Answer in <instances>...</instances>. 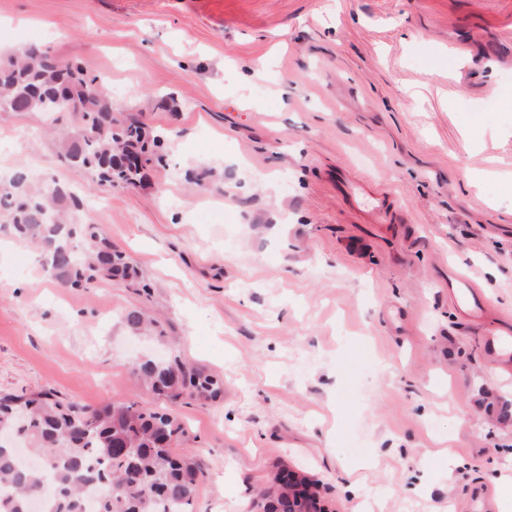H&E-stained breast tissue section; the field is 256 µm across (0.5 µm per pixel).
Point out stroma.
<instances>
[{"mask_svg":"<svg viewBox=\"0 0 512 512\" xmlns=\"http://www.w3.org/2000/svg\"><path fill=\"white\" fill-rule=\"evenodd\" d=\"M31 44L165 150L103 189L56 138H18L42 116L0 112V161L37 152L144 283L62 287L0 232V393L161 409L133 362L219 375L221 401L174 408L172 448L204 470L193 512H249L280 466L327 512H472L512 476V418L489 406L512 400V358L483 342L512 336V0H0V50ZM340 173L397 221L357 223ZM130 309L164 335H133Z\"/></svg>","mask_w":512,"mask_h":512,"instance_id":"obj_1","label":"stroma"}]
</instances>
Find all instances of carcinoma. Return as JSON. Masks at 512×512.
<instances>
[{"label":"carcinoma","instance_id":"1","mask_svg":"<svg viewBox=\"0 0 512 512\" xmlns=\"http://www.w3.org/2000/svg\"><path fill=\"white\" fill-rule=\"evenodd\" d=\"M71 103L73 127L59 143L65 161L87 171L101 185L134 186L163 145L147 136L134 118L112 111V99L98 78L79 63L58 64L47 49L18 47L0 52V112L51 116ZM83 200L51 181L31 184L18 170L0 181L5 227L30 243L43 271L61 286L87 289L102 279L136 276L130 255L112 247L100 225L73 221ZM135 334L156 332L159 323L143 312L122 314ZM132 374L170 404L217 401L224 380L183 361L147 359ZM0 429L29 438L44 465L28 468L15 449L0 444V512H27L34 496L49 501V512H86L85 492L98 491L93 512H191L204 471L188 456L173 453L184 435L178 417L135 401L88 410L63 404L47 393L0 395ZM258 498L268 512H301L288 486L271 483Z\"/></svg>","mask_w":512,"mask_h":512}]
</instances>
